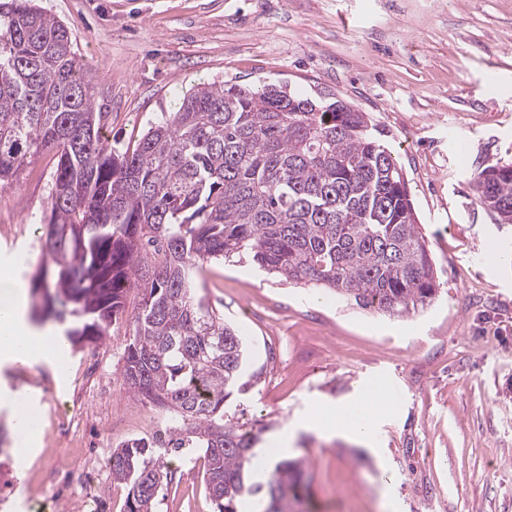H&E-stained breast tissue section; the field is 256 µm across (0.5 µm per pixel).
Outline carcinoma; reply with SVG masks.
<instances>
[{"label": "carcinoma", "instance_id": "carcinoma-1", "mask_svg": "<svg viewBox=\"0 0 512 512\" xmlns=\"http://www.w3.org/2000/svg\"><path fill=\"white\" fill-rule=\"evenodd\" d=\"M73 32L33 0H0V186L44 152L57 164L43 226L50 265L33 307L73 346L101 342L131 317L124 380L170 421L166 438L112 449L127 512H154L168 459L199 452L217 512H295L306 461L280 459L263 482L259 438L226 417L245 375L244 337L199 293L207 264L244 252L279 281L365 310L410 316L437 296L434 261L392 154L366 113L286 85L212 82L163 112L137 148L102 139L105 112ZM480 204L512 224V172L474 177Z\"/></svg>", "mask_w": 512, "mask_h": 512}]
</instances>
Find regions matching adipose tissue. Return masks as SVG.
<instances>
[{"label": "adipose tissue", "mask_w": 512, "mask_h": 512, "mask_svg": "<svg viewBox=\"0 0 512 512\" xmlns=\"http://www.w3.org/2000/svg\"><path fill=\"white\" fill-rule=\"evenodd\" d=\"M26 301V290L21 283L10 277L0 278V361L24 363L39 358L52 363L59 360V341L51 329L37 328L28 322ZM379 398V392L366 388L355 401L303 414L291 422L278 445L286 447L298 431L308 430L328 438L353 440L367 449H374Z\"/></svg>", "instance_id": "1"}]
</instances>
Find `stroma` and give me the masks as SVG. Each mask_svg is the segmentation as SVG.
I'll use <instances>...</instances> for the list:
<instances>
[{
	"label": "stroma",
	"instance_id": "1",
	"mask_svg": "<svg viewBox=\"0 0 512 512\" xmlns=\"http://www.w3.org/2000/svg\"><path fill=\"white\" fill-rule=\"evenodd\" d=\"M75 35L96 85L103 134L135 149L191 85L213 80L343 99L366 112L397 159L433 253L440 288L423 311L388 316L314 287L279 282L250 258L208 266L204 295L249 343L254 390L226 409L274 447L299 414L354 401L381 383L398 403L376 426L378 454L299 433L284 453L305 457L304 512H380L385 458L403 512H512V260L485 265L484 244L512 251V227L476 200L474 175L512 163V0H37ZM56 158L44 153L0 188V272L23 286L46 261L42 226ZM49 364L0 367V388L38 411L27 467L13 454V417L0 411V512H72L40 483L84 466L103 480L100 507L125 512L112 448L167 425L123 379L130 323ZM80 408L61 438V408ZM155 512H215L204 460L173 459Z\"/></svg>",
	"mask_w": 512,
	"mask_h": 512
}]
</instances>
